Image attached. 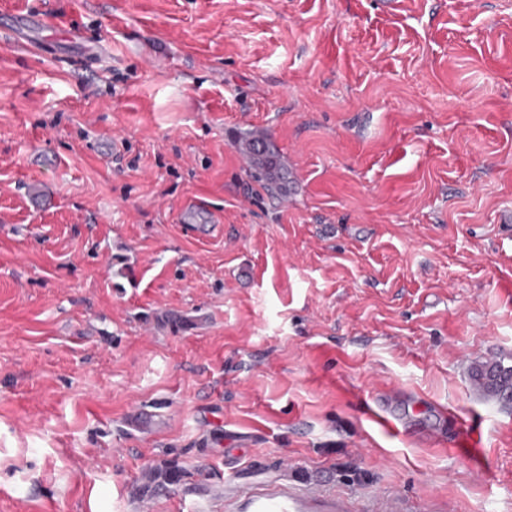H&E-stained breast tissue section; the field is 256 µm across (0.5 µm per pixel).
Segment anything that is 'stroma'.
<instances>
[{
  "label": "stroma",
  "instance_id": "1",
  "mask_svg": "<svg viewBox=\"0 0 512 512\" xmlns=\"http://www.w3.org/2000/svg\"><path fill=\"white\" fill-rule=\"evenodd\" d=\"M480 365L512 367V0H0V512H512ZM247 151L253 156L249 174L271 193L288 191V169L278 162L277 151L269 138L245 140ZM238 498L246 512H349L345 499L326 495L312 487L275 486L259 492L250 484L238 487Z\"/></svg>",
  "mask_w": 512,
  "mask_h": 512
}]
</instances>
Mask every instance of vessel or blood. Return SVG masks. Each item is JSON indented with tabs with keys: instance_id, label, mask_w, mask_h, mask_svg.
Returning a JSON list of instances; mask_svg holds the SVG:
<instances>
[{
	"instance_id": "1",
	"label": "vessel or blood",
	"mask_w": 512,
	"mask_h": 512,
	"mask_svg": "<svg viewBox=\"0 0 512 512\" xmlns=\"http://www.w3.org/2000/svg\"><path fill=\"white\" fill-rule=\"evenodd\" d=\"M238 498L245 512H349L345 499L298 485L275 486L261 492L242 484Z\"/></svg>"
}]
</instances>
